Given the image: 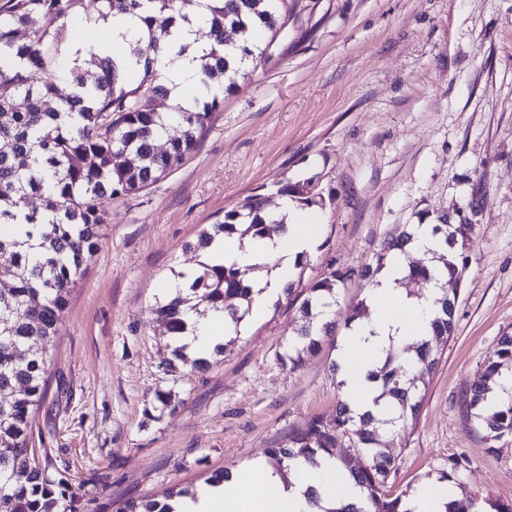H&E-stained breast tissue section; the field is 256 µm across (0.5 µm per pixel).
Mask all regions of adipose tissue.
Returning a JSON list of instances; mask_svg holds the SVG:
<instances>
[{
	"label": "adipose tissue",
	"mask_w": 512,
	"mask_h": 512,
	"mask_svg": "<svg viewBox=\"0 0 512 512\" xmlns=\"http://www.w3.org/2000/svg\"><path fill=\"white\" fill-rule=\"evenodd\" d=\"M156 67L180 102L191 104L203 97L192 55L165 53L159 56ZM279 209L287 216L283 233L251 244L231 234L217 239L211 247L215 259L243 268L274 260L272 274L261 281V290L253 297L249 318L254 322L265 317L271 303L293 280L298 257L312 252L317 245L319 224L314 218L303 215L287 197L280 199ZM404 276L402 265L387 266L366 297L371 309L369 319L343 340V392L356 412L375 408L377 388L367 375L376 368L384 351L392 344L416 342L433 316L432 296L408 294L402 286ZM192 324L194 330L185 342L199 355L210 354L235 331L234 324L225 322L220 311L193 318ZM358 495L333 460L324 459L315 466L297 461L291 466L289 479L284 480L264 460L257 459L231 471L224 483L202 486L195 497L174 500L171 506L174 512H319L320 506L336 497L353 500Z\"/></svg>",
	"instance_id": "adipose-tissue-1"
}]
</instances>
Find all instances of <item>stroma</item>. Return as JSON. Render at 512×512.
I'll use <instances>...</instances> for the list:
<instances>
[{
  "instance_id": "stroma-1",
  "label": "stroma",
  "mask_w": 512,
  "mask_h": 512,
  "mask_svg": "<svg viewBox=\"0 0 512 512\" xmlns=\"http://www.w3.org/2000/svg\"><path fill=\"white\" fill-rule=\"evenodd\" d=\"M312 182L318 243L292 294L203 370L178 363L156 320L190 247L245 197ZM102 241L70 294L49 350L48 390L30 445L65 475L79 512L166 501L214 472L266 457L289 432L336 408V336L368 284L356 272L422 212L468 224L469 267L417 422L383 434L388 486L415 493L453 457L454 492L512 501V438L487 441L463 397L500 336L512 334V0H311L275 56L238 80L198 147L146 189L102 198ZM352 271L333 332L289 371L279 356L310 286ZM169 391L175 411L155 408Z\"/></svg>"
}]
</instances>
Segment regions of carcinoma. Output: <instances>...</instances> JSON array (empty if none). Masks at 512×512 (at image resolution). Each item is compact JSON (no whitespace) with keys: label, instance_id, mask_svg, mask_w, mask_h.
I'll return each instance as SVG.
<instances>
[{"label":"carcinoma","instance_id":"obj_1","mask_svg":"<svg viewBox=\"0 0 512 512\" xmlns=\"http://www.w3.org/2000/svg\"><path fill=\"white\" fill-rule=\"evenodd\" d=\"M299 0H97L99 17L131 15L142 35L130 47L129 58L118 63L102 58L95 45L74 46L82 37L85 17L91 12L84 0H0V512H77L78 497L64 478L54 479L36 462L29 447L31 416L47 394L48 349L58 336L69 295L85 271L88 258L101 243L104 224L98 200L130 193L166 177L198 145L224 95L248 76V67L273 57L278 35L295 15ZM207 12L208 39L199 49L200 85L207 95L193 105L176 103L171 112H159L154 102L170 96L162 74L154 68L164 53L163 39L181 20L191 23L198 8ZM271 33L270 39L251 43L248 25ZM20 28L29 31L25 42L16 40ZM67 79L72 92L59 98L52 110L46 99L56 95V80ZM181 127L161 150L156 141L168 134L172 122ZM281 197L303 206L322 204L307 186L286 184ZM43 199L40 209L23 203ZM263 194H253L224 210L223 220L199 234L190 245L204 250L220 234L240 239L263 238L284 227L268 210ZM413 224H404L386 239L374 260L359 277L369 284L393 260L394 253H409ZM470 224H450L441 214L432 224L445 251L433 253L429 264H409L408 277L418 287L438 290L431 338L416 348L417 370L408 376L401 352L389 348L382 367L370 374L377 383L379 414H357L343 394L335 412L296 430L269 449V465L281 476L290 463L303 458L316 465L333 457L345 468L363 497L357 504L321 508V512H411L406 495L387 490L394 457L378 437L388 427L401 438L415 424L424 403L430 377L439 362V346L454 331L455 307L468 265L459 239ZM248 270L235 264L200 262V271L184 288L156 309L157 320L168 336L182 335L186 325L182 306L203 315L221 308L238 325L249 313L252 286ZM352 273L335 271L316 282L301 304L303 323L288 343L281 363L291 371L303 355L318 348L328 332L325 309L338 302L340 286ZM231 297L242 301L225 306ZM29 343L41 349L26 358L17 350ZM512 376V335L500 337L485 368L470 386L468 408L474 410L487 439L512 437V392L501 383ZM348 439L350 451L336 452ZM120 512H171L153 500L130 502Z\"/></svg>","mask_w":512,"mask_h":512}]
</instances>
